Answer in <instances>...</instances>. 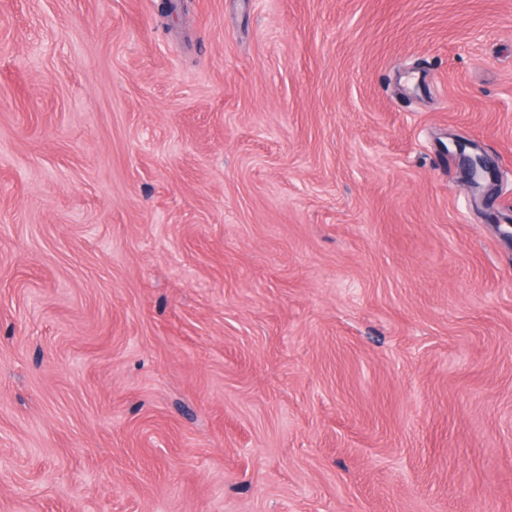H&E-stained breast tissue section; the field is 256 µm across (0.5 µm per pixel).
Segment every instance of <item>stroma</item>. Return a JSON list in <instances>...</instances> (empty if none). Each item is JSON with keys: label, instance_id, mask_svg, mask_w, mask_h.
Wrapping results in <instances>:
<instances>
[{"label": "stroma", "instance_id": "stroma-1", "mask_svg": "<svg viewBox=\"0 0 512 512\" xmlns=\"http://www.w3.org/2000/svg\"><path fill=\"white\" fill-rule=\"evenodd\" d=\"M160 3L0 0V512H512V0Z\"/></svg>", "mask_w": 512, "mask_h": 512}]
</instances>
